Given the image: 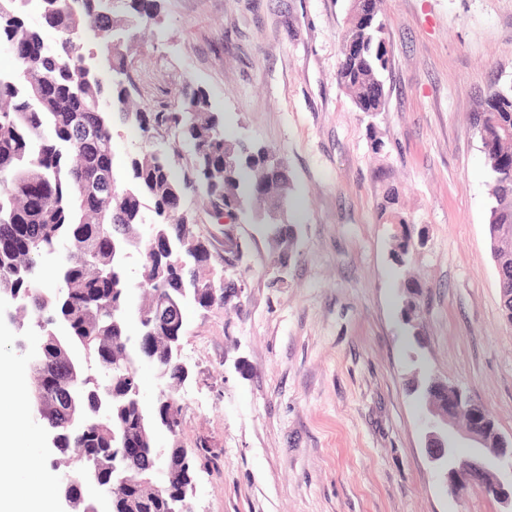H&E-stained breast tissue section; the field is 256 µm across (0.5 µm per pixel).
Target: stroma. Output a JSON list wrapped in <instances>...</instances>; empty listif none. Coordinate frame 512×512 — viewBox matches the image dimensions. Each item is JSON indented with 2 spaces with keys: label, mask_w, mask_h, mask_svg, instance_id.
Masks as SVG:
<instances>
[{
  "label": "stroma",
  "mask_w": 512,
  "mask_h": 512,
  "mask_svg": "<svg viewBox=\"0 0 512 512\" xmlns=\"http://www.w3.org/2000/svg\"><path fill=\"white\" fill-rule=\"evenodd\" d=\"M350 0H160L134 41L142 104L204 89L228 138L275 151L297 240L285 269L265 226L240 215L249 265L239 299L187 306L192 377L180 440L204 446L195 512H498L480 488L451 495L428 461L413 376L457 385L512 438V327L487 230L489 179L470 123L512 82V0H380L386 105L358 111L338 83ZM212 237L202 200H184ZM406 220L421 284L401 317L392 258ZM42 331L0 319V361L24 363Z\"/></svg>",
  "instance_id": "obj_1"
}]
</instances>
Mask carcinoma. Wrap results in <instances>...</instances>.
Returning a JSON list of instances; mask_svg holds the SVG:
<instances>
[{
    "mask_svg": "<svg viewBox=\"0 0 512 512\" xmlns=\"http://www.w3.org/2000/svg\"><path fill=\"white\" fill-rule=\"evenodd\" d=\"M29 0H0V45L13 54L16 68L0 73V290L9 288L26 297L31 319L51 317L68 325L63 336L44 338L37 363H24L28 376H59L55 390L41 403L24 388L26 415L39 407L42 420L59 433V450L53 464L79 477L81 468L101 469L105 487L125 494L120 483L132 468L116 457L124 430L143 425L148 436L142 465L160 463L178 469L186 453L178 441L182 430V405L173 387L182 383L169 348L182 332L161 326L154 342L160 355L155 367L163 388L149 405L132 391L112 383L117 374L133 377L140 387L141 348L132 339L142 335L149 312L161 298L179 297V312L187 304L201 308L224 304V285H211L207 277L215 255L212 242L195 234V215L175 206L191 192L204 197L209 212L224 215L231 201L268 211L290 205L288 176L270 179L262 157L247 153L248 162L224 167V154L242 145L224 136L223 114L212 110L201 88L183 87L174 103L151 109L134 102L133 81L103 82L100 67L113 73L127 71L124 50L109 42L108 33L120 24L148 27L159 16L157 0H118L124 13L118 17L102 11V0H41L44 22L60 33L48 42L41 29L28 25L23 8ZM373 18L364 22L350 10L341 40L364 45V54L340 57L338 81L349 91L361 112L385 110L383 72L387 59L376 54L384 44L378 0H372ZM100 32L99 50L84 51L88 32ZM490 91L509 97L502 113L509 130L487 122L483 133L495 140L484 151L491 179L489 235L502 292V317L512 326V168L504 158L512 155V84ZM137 126L142 139L139 152L130 157L126 183H118L113 169L114 123ZM191 147L190 173L174 176L172 157L178 146ZM39 182L45 200L33 209L26 201L28 183ZM150 199L151 214L143 211ZM167 237L166 254L150 251L154 233ZM64 243L68 253L60 270L46 275L42 257ZM140 256L136 278L127 273L130 249ZM83 368L95 361L100 377L60 373L64 355ZM77 406L95 415L96 426L80 431L69 423L68 410ZM174 432L169 447H155L154 431ZM173 482L152 489L139 512H169Z\"/></svg>",
    "mask_w": 512,
    "mask_h": 512,
    "instance_id": "1",
    "label": "carcinoma"
}]
</instances>
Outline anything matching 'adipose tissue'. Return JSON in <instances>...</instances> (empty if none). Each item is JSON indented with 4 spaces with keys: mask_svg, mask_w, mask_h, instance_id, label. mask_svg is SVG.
<instances>
[{
    "mask_svg": "<svg viewBox=\"0 0 512 512\" xmlns=\"http://www.w3.org/2000/svg\"><path fill=\"white\" fill-rule=\"evenodd\" d=\"M10 384L8 397H0V457L14 460L12 470H0V512H55V493L51 486H23L16 480L20 470H32V457L23 452L27 429L20 415L25 372L16 364H0V384Z\"/></svg>",
    "mask_w": 512,
    "mask_h": 512,
    "instance_id": "adipose-tissue-1",
    "label": "adipose tissue"
}]
</instances>
